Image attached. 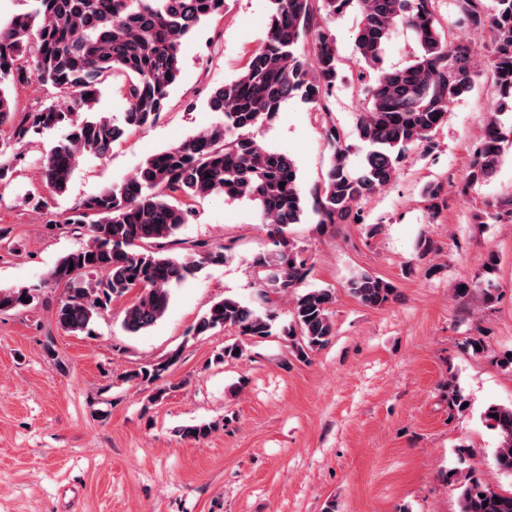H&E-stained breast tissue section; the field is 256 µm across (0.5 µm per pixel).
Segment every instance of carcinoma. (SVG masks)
Segmentation results:
<instances>
[{
	"label": "carcinoma",
	"instance_id": "cac0c4a2",
	"mask_svg": "<svg viewBox=\"0 0 512 512\" xmlns=\"http://www.w3.org/2000/svg\"><path fill=\"white\" fill-rule=\"evenodd\" d=\"M274 5L265 41L249 56L243 72L211 93L208 106L223 121L181 143L148 157L122 183L86 198L67 219L88 223V239L69 251L52 269L49 281L64 286L55 308L57 325L69 333L90 331L93 320L115 299L127 297L122 329L140 334L166 315L171 289L206 264H222L225 247L176 255L165 249L178 241L187 223V202L213 193L248 198L258 205L260 223L278 238L280 249L258 255L253 264L263 277L255 301L244 304L226 297L214 302L194 326L197 336L232 327L247 340L274 334L284 337L300 358L323 348L334 335L328 289H302L310 272L302 250L288 241V227L300 223L305 201L298 167L290 156L262 147L248 131L274 115L298 95L319 103L337 77L336 42L326 33L316 48L317 72L310 76L306 59L296 52L312 13V0H271ZM458 21L490 29L494 55L488 81L495 109L485 136L473 154L467 182L481 185L497 171L505 146L512 144V0H494L491 11L477 0H457ZM31 11L0 25V132L8 127L20 142L30 130L66 129L41 167L44 186L57 195L68 189L84 155L104 156L126 133L154 125L166 109L181 64L183 40L205 20L221 12L224 0H33ZM361 19L356 34L358 61L375 72L367 106L357 113L355 128L366 144L361 169L349 166V149L336 126L326 129L331 146L329 166L319 190V224H348L358 203L388 186L396 177L404 152L427 142L443 124L448 103L470 93L478 72L472 50L447 41L444 27L431 10L432 0H321L332 19L351 5ZM405 26L417 52L403 67L379 68L384 45L397 25ZM129 77L128 107L123 124L105 117L80 118L100 95L112 71ZM46 86L57 101L26 113L18 112L12 87ZM285 186H280V183ZM486 216L504 214L512 221V196L486 203ZM354 297L367 307L389 303L396 287L378 276L361 273L349 282ZM292 297V319L277 325L271 294ZM38 288H0V314L31 307ZM28 299L24 303L21 298ZM176 350L162 362L132 372L125 381L152 383L176 364ZM245 357L238 344L227 345L217 362L234 364ZM466 399L448 383V409L467 410ZM488 426L496 431L495 464L512 474V406H488ZM216 423L178 429L181 437L198 441ZM460 512H512V492L495 491L481 480L460 479Z\"/></svg>",
	"mask_w": 512,
	"mask_h": 512
}]
</instances>
